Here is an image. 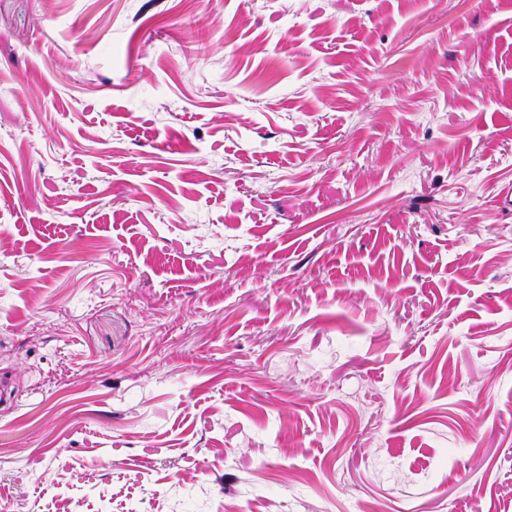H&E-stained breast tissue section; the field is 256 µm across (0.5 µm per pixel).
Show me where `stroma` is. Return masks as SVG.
Masks as SVG:
<instances>
[{"label": "stroma", "instance_id": "obj_1", "mask_svg": "<svg viewBox=\"0 0 512 512\" xmlns=\"http://www.w3.org/2000/svg\"><path fill=\"white\" fill-rule=\"evenodd\" d=\"M0 512H512V0H0Z\"/></svg>", "mask_w": 512, "mask_h": 512}]
</instances>
